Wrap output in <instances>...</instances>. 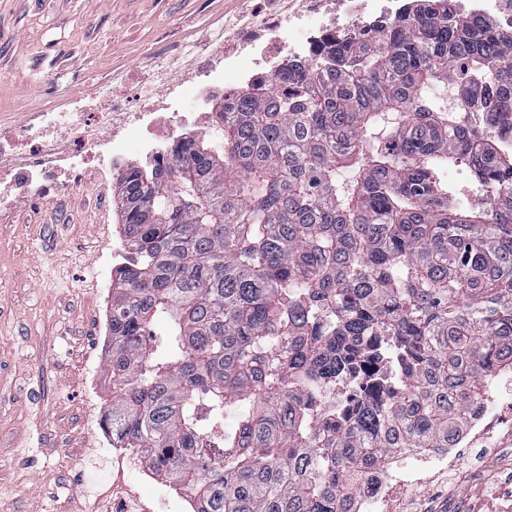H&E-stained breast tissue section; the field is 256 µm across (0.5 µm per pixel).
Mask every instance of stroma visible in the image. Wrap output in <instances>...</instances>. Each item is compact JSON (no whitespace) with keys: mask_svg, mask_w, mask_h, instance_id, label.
<instances>
[{"mask_svg":"<svg viewBox=\"0 0 512 512\" xmlns=\"http://www.w3.org/2000/svg\"><path fill=\"white\" fill-rule=\"evenodd\" d=\"M237 0H0V132L65 109L92 86H123L154 50L202 36ZM116 203L77 186L0 208V512H189L132 450L97 447L112 400L94 333L112 287ZM483 472L435 488L461 512Z\"/></svg>","mask_w":512,"mask_h":512,"instance_id":"1","label":"stroma"}]
</instances>
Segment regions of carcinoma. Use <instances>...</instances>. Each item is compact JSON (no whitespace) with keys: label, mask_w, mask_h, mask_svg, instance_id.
Listing matches in <instances>:
<instances>
[{"label":"carcinoma","mask_w":512,"mask_h":512,"mask_svg":"<svg viewBox=\"0 0 512 512\" xmlns=\"http://www.w3.org/2000/svg\"><path fill=\"white\" fill-rule=\"evenodd\" d=\"M216 110L119 178L101 423L192 512H347L512 365V30L407 0Z\"/></svg>","instance_id":"carcinoma-1"}]
</instances>
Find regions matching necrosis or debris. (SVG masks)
I'll return each mask as SVG.
<instances>
[{
    "label": "necrosis or debris",
    "instance_id": "necrosis-or-debris-1",
    "mask_svg": "<svg viewBox=\"0 0 512 512\" xmlns=\"http://www.w3.org/2000/svg\"><path fill=\"white\" fill-rule=\"evenodd\" d=\"M404 0H257L193 43L154 52L125 90L93 86L63 112H41L33 122L0 134V204L30 192L63 195L74 187L107 186L98 175L105 163L122 169L128 155L148 164L168 163L169 143L185 127L218 130L219 113L208 104L216 93L232 97L239 83L269 85L285 59L317 60L323 47L355 31L376 39L403 10ZM512 396V370L498 367L467 411L447 447L401 448L359 483L351 512H427L423 481L452 484L478 455L501 457L512 447V425L498 408ZM512 512V465H495L494 478L464 512Z\"/></svg>",
    "mask_w": 512,
    "mask_h": 512
}]
</instances>
